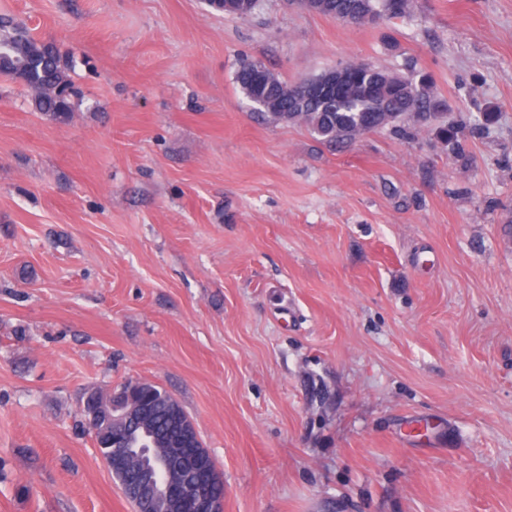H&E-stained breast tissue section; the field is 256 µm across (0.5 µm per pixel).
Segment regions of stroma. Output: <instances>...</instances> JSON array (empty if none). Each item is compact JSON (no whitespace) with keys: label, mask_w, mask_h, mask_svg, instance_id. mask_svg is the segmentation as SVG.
Returning <instances> with one entry per match:
<instances>
[{"label":"stroma","mask_w":512,"mask_h":512,"mask_svg":"<svg viewBox=\"0 0 512 512\" xmlns=\"http://www.w3.org/2000/svg\"><path fill=\"white\" fill-rule=\"evenodd\" d=\"M0 17L81 92L57 123L0 77V512H134L82 417L129 380L192 420L224 512H512V0L360 27L291 0ZM410 58L464 156L430 129L329 146L235 81Z\"/></svg>","instance_id":"35a3bbf8"}]
</instances>
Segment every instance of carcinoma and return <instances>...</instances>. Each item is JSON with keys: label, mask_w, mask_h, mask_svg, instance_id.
<instances>
[{"label": "carcinoma", "mask_w": 512, "mask_h": 512, "mask_svg": "<svg viewBox=\"0 0 512 512\" xmlns=\"http://www.w3.org/2000/svg\"><path fill=\"white\" fill-rule=\"evenodd\" d=\"M411 10V0H314L313 13L360 22L368 17L379 21L399 19ZM356 85L341 99L329 101L288 98L290 83L265 65L245 61L236 81L246 99L265 104L256 113L266 123L299 124L329 145L348 144L366 128L404 131L403 122L419 128H433L451 147L461 150L459 130L448 123L446 104L430 92V78L413 60L400 70L367 67L354 61L343 63ZM69 61L50 43L33 37L25 28L0 20V73L34 92L35 109L49 119L64 123L75 109L78 92L69 75ZM154 395L149 425L155 432V445L166 447L165 439L173 414L168 396L157 385L147 384Z\"/></svg>", "instance_id": "1"}]
</instances>
